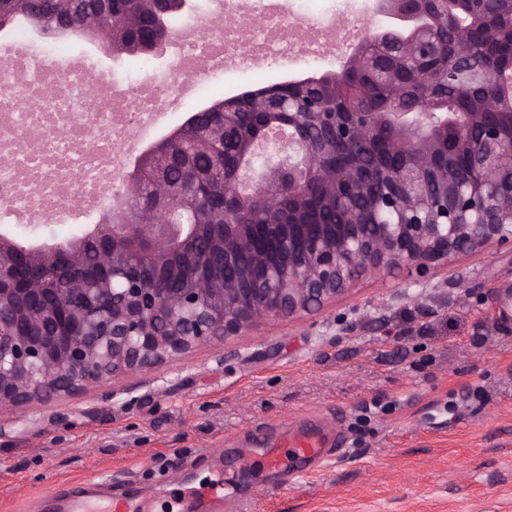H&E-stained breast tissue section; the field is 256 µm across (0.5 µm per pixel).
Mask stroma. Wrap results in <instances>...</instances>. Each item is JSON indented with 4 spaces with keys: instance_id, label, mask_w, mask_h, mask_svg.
<instances>
[{
    "instance_id": "stroma-1",
    "label": "stroma",
    "mask_w": 512,
    "mask_h": 512,
    "mask_svg": "<svg viewBox=\"0 0 512 512\" xmlns=\"http://www.w3.org/2000/svg\"><path fill=\"white\" fill-rule=\"evenodd\" d=\"M464 288L415 300L399 280L360 278L344 301L214 341L114 385L0 409V512H67L55 484L133 485L167 512L223 478L237 497L190 512H512V255L455 266ZM343 452L283 489L235 460L314 417Z\"/></svg>"
}]
</instances>
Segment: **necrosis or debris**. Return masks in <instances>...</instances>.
Returning <instances> with one entry per match:
<instances>
[{
  "mask_svg": "<svg viewBox=\"0 0 512 512\" xmlns=\"http://www.w3.org/2000/svg\"><path fill=\"white\" fill-rule=\"evenodd\" d=\"M213 3L219 12L245 9L261 17L265 32L201 23L186 28L171 45V67L148 71L135 86L113 82L97 65L64 54L51 58L0 43V223L34 224L46 213L62 224L82 222L99 206L104 185L125 170L134 145L195 97L194 84L177 82V72L194 70L205 80L247 70L258 58L279 72L291 60H336L338 49L363 35L354 22L338 28L323 16L296 14L288 0ZM289 22L309 31V38L284 36ZM89 88L100 93L95 123L82 104Z\"/></svg>",
  "mask_w": 512,
  "mask_h": 512,
  "instance_id": "necrosis-or-debris-1",
  "label": "necrosis or debris"
}]
</instances>
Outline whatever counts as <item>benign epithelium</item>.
I'll use <instances>...</instances> for the list:
<instances>
[{
    "label": "benign epithelium",
    "instance_id": "1",
    "mask_svg": "<svg viewBox=\"0 0 512 512\" xmlns=\"http://www.w3.org/2000/svg\"><path fill=\"white\" fill-rule=\"evenodd\" d=\"M376 0L394 24L370 30L365 40L394 35L398 56L388 60L359 46L336 76L360 65L377 74L418 56L433 29L414 8L421 0ZM413 22L408 35L397 22ZM448 74L461 75L470 56L459 29ZM483 112H338L317 98L308 111L284 94H260L295 135L274 149L254 138L249 160L235 156L198 172L224 191V223L170 224L167 212L188 204L168 164L181 158L184 139L174 130L143 149L134 171L112 198V220L89 224L67 237H20L0 226V407L76 395L145 371L215 339L248 336L269 320L292 321L350 294L362 275H402L401 293L426 288L463 256L512 254V95L499 74ZM237 97L224 101V125L193 115L197 151L237 138ZM391 129L388 151L400 167L373 168L362 148L380 126ZM456 135L466 174L439 167L440 136ZM324 199L345 204L340 224H237L230 206H251L270 216L302 210L306 182ZM180 277L179 287L168 278Z\"/></svg>",
    "mask_w": 512,
    "mask_h": 512
}]
</instances>
